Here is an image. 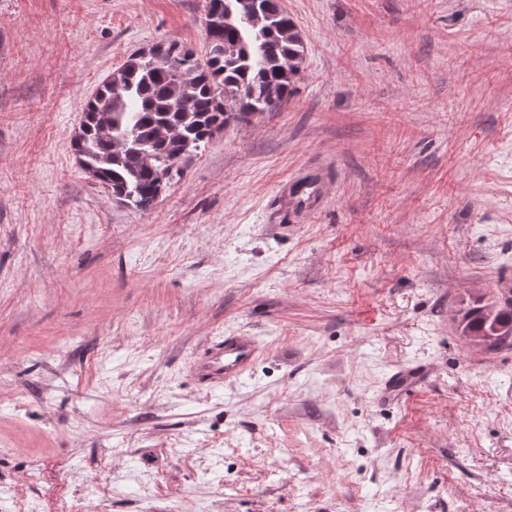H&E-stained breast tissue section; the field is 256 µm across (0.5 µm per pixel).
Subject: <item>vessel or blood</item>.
Listing matches in <instances>:
<instances>
[{
    "mask_svg": "<svg viewBox=\"0 0 512 512\" xmlns=\"http://www.w3.org/2000/svg\"><path fill=\"white\" fill-rule=\"evenodd\" d=\"M260 347L253 337L229 334L210 339L193 366L196 382L217 387L240 380L256 363ZM427 378L424 366H403L386 380L381 397L397 400L400 395L421 387Z\"/></svg>",
    "mask_w": 512,
    "mask_h": 512,
    "instance_id": "b4317fda",
    "label": "vessel or blood"
}]
</instances>
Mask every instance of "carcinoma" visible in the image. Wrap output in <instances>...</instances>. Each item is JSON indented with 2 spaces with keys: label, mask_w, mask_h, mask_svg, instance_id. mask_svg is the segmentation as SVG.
Listing matches in <instances>:
<instances>
[{
  "label": "carcinoma",
  "mask_w": 512,
  "mask_h": 512,
  "mask_svg": "<svg viewBox=\"0 0 512 512\" xmlns=\"http://www.w3.org/2000/svg\"><path fill=\"white\" fill-rule=\"evenodd\" d=\"M206 59L176 41L132 52L85 105L72 141L89 178L150 210L190 159L230 122L288 100L306 47L280 0H208ZM457 326L489 350L512 347V300L478 296Z\"/></svg>",
  "instance_id": "carcinoma-1"
}]
</instances>
